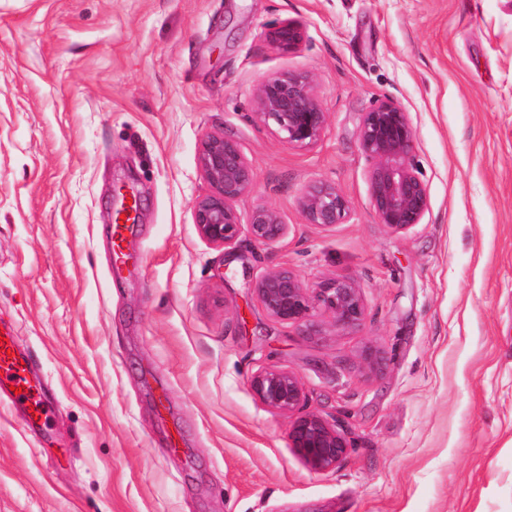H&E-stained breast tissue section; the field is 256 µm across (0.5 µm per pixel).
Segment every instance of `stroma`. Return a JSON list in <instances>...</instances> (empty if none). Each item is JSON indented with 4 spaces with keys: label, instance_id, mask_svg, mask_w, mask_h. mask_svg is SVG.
<instances>
[{
    "label": "stroma",
    "instance_id": "35a3bbf8",
    "mask_svg": "<svg viewBox=\"0 0 512 512\" xmlns=\"http://www.w3.org/2000/svg\"><path fill=\"white\" fill-rule=\"evenodd\" d=\"M300 23L285 54L274 26ZM307 75L312 148L254 115L257 87ZM392 101L429 192L397 233L370 199L365 112ZM209 133L239 143L288 226L223 248L197 232ZM349 202L307 223L314 184ZM130 187L127 269L110 238ZM285 266L349 278L353 331L305 336L253 285ZM54 402L27 431L0 404V512H512V0H0V325ZM294 373L347 440L310 469L288 415L250 390Z\"/></svg>",
    "mask_w": 512,
    "mask_h": 512
}]
</instances>
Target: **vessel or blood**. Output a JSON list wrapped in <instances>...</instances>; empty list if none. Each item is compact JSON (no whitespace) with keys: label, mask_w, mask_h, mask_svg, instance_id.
Segmentation results:
<instances>
[{"label":"vessel or blood","mask_w":512,"mask_h":512,"mask_svg":"<svg viewBox=\"0 0 512 512\" xmlns=\"http://www.w3.org/2000/svg\"><path fill=\"white\" fill-rule=\"evenodd\" d=\"M129 230L127 224L112 226V272L121 274L129 259L124 242ZM0 402L19 410L29 427L47 423L50 403L38 391L31 376L27 355L19 348L14 328L0 331Z\"/></svg>","instance_id":"1"}]
</instances>
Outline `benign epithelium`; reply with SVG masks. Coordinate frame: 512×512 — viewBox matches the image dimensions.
Here are the masks:
<instances>
[{
    "label": "benign epithelium",
    "instance_id": "benign-epithelium-1",
    "mask_svg": "<svg viewBox=\"0 0 512 512\" xmlns=\"http://www.w3.org/2000/svg\"><path fill=\"white\" fill-rule=\"evenodd\" d=\"M270 40L281 52L290 53L301 45L303 33L296 23L286 21L270 33ZM254 105L256 118L293 147L315 145L327 124L311 81L303 76L282 74L267 79L258 87ZM358 139L372 160L370 198L378 223L396 232L422 223L429 209V193L411 163L414 131L408 113L392 101L380 103L364 114ZM199 163L209 192L196 201L193 224L204 239L226 248L244 231L262 246L288 235V225L271 208H256L248 223H242L236 202L253 189L255 173L234 139L222 133L207 134ZM300 205L307 223L322 227L342 223L349 208L336 188L325 183L310 187ZM253 291L271 317L307 336L322 334L317 320L320 313L330 315L336 330L357 328L364 318L359 289L345 278H327L309 288L290 268L280 266L262 272ZM250 389L267 408L293 417L289 445L312 470L328 472L341 464L347 452L345 437L322 415L305 409L303 385L296 375L264 368L251 377Z\"/></svg>",
    "mask_w": 512,
    "mask_h": 512
}]
</instances>
